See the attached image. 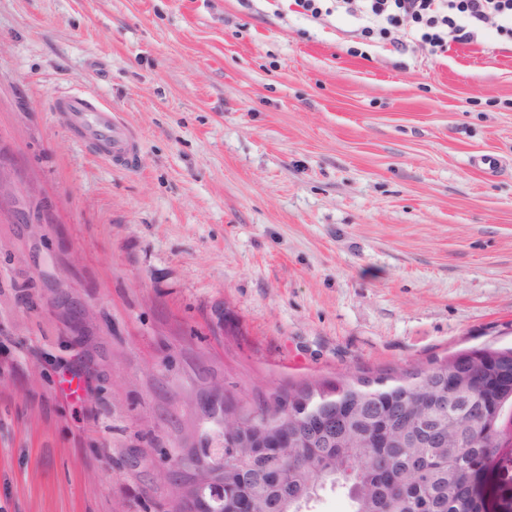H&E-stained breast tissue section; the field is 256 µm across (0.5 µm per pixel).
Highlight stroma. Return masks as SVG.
<instances>
[{
    "mask_svg": "<svg viewBox=\"0 0 512 512\" xmlns=\"http://www.w3.org/2000/svg\"><path fill=\"white\" fill-rule=\"evenodd\" d=\"M294 0H0V139L57 205L111 407L60 395L71 339L15 303L0 224V512H155L107 449L175 349L244 397L306 376L512 346V40L432 57ZM111 101L138 150L81 147L58 91ZM96 355L100 357L101 362L97 364V371L95 377V387L98 395V400L102 404H107L105 400L111 386V369L109 366V356L101 346H95Z\"/></svg>",
    "mask_w": 512,
    "mask_h": 512,
    "instance_id": "1",
    "label": "stroma"
}]
</instances>
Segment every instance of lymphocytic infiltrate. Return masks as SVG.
Wrapping results in <instances>:
<instances>
[{"instance_id": "f902f5d3", "label": "lymphocytic infiltrate", "mask_w": 512, "mask_h": 512, "mask_svg": "<svg viewBox=\"0 0 512 512\" xmlns=\"http://www.w3.org/2000/svg\"><path fill=\"white\" fill-rule=\"evenodd\" d=\"M318 2L295 0L299 14L318 22L333 14L350 17L366 36H385L410 22V30L393 43L399 51L418 42L437 57L449 44L467 45L486 32L512 38V0H333L326 9Z\"/></svg>"}]
</instances>
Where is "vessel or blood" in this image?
Here are the masks:
<instances>
[{
  "instance_id": "b4317fda",
  "label": "vessel or blood",
  "mask_w": 512,
  "mask_h": 512,
  "mask_svg": "<svg viewBox=\"0 0 512 512\" xmlns=\"http://www.w3.org/2000/svg\"><path fill=\"white\" fill-rule=\"evenodd\" d=\"M54 104L67 112L83 143L97 145L104 161L131 154L136 139L130 128L113 112L110 103L83 89L57 95Z\"/></svg>"
}]
</instances>
